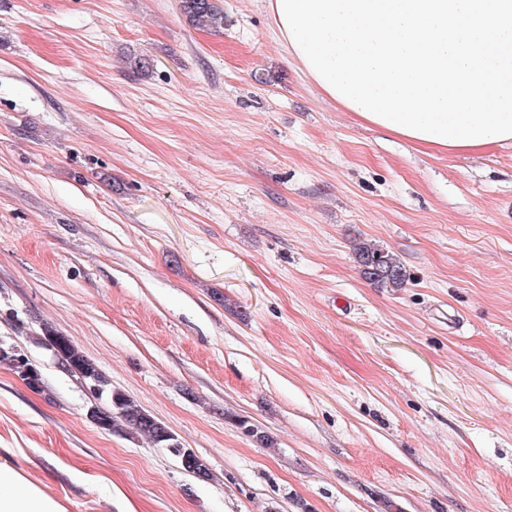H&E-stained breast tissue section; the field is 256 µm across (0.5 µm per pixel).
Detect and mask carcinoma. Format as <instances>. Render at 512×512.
Here are the masks:
<instances>
[{"label": "carcinoma", "mask_w": 512, "mask_h": 512, "mask_svg": "<svg viewBox=\"0 0 512 512\" xmlns=\"http://www.w3.org/2000/svg\"><path fill=\"white\" fill-rule=\"evenodd\" d=\"M181 9L189 23L199 30L224 28V10L213 0H181ZM353 250L365 279L382 288L398 290L405 287L410 275L404 264L389 251L365 240L357 241ZM41 344L52 352L62 370L100 389L101 398L108 402L110 410L103 411L96 405L90 409L89 415L99 428L131 439L142 437L154 445L180 448L177 438L161 421L126 394L113 390L96 364L68 337L46 327ZM14 348L16 345L0 339V365L4 364L20 375L30 388L43 390L42 371L31 363L16 362ZM184 452L186 449L181 448L178 453L182 468L197 477L209 478L206 462L194 453L186 456Z\"/></svg>", "instance_id": "obj_1"}]
</instances>
